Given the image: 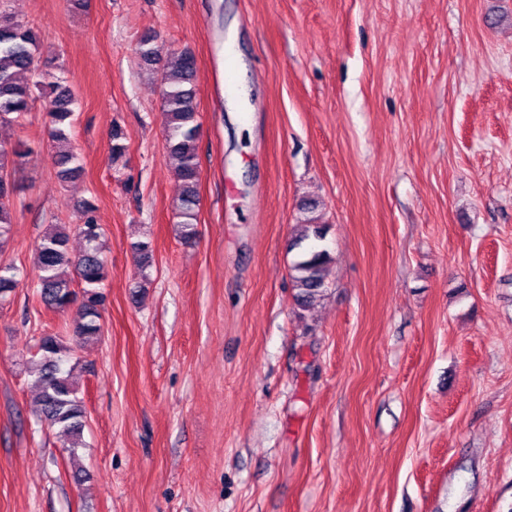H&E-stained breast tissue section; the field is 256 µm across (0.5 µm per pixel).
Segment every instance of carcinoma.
I'll use <instances>...</instances> for the list:
<instances>
[{
  "mask_svg": "<svg viewBox=\"0 0 512 512\" xmlns=\"http://www.w3.org/2000/svg\"><path fill=\"white\" fill-rule=\"evenodd\" d=\"M39 50V40L31 27L0 11V129L17 124L31 109L35 95L48 99V138L57 148V176L66 183L84 171L82 158L68 132L74 121L76 99L72 90L63 85L62 78L36 72L35 56ZM138 53L148 65L160 60L159 49L150 38L140 42ZM195 74L194 55L189 50H180L169 54L160 77L167 153L175 161L182 182L175 211L181 218V234L187 239L195 234L199 205L197 142L201 124L194 103ZM28 154L24 144L0 139V239L9 233L14 218L13 196L17 187L9 182L8 171ZM78 207L82 223L52 225L35 249L36 293L51 310L76 309L77 318L72 328L75 346L65 344L58 336H44L39 342L37 357L27 362L39 388L37 412L40 418L57 428L73 451L83 445L86 415L73 368L68 363L75 347L89 344L101 335L102 288L106 278L98 205L91 197L79 202ZM316 208L314 199L303 203L301 211L305 218L292 242L294 248L305 246L291 266L294 299L302 310L323 297L326 291L329 254L319 248L318 243L325 239L327 226L311 216ZM73 236L84 242L79 252L70 247ZM133 251L139 274L146 280L147 269L152 265V245L140 241L133 244ZM17 276L15 267L0 265V301L8 298L17 287Z\"/></svg>",
  "mask_w": 512,
  "mask_h": 512,
  "instance_id": "cac0c4a2",
  "label": "carcinoma"
}]
</instances>
